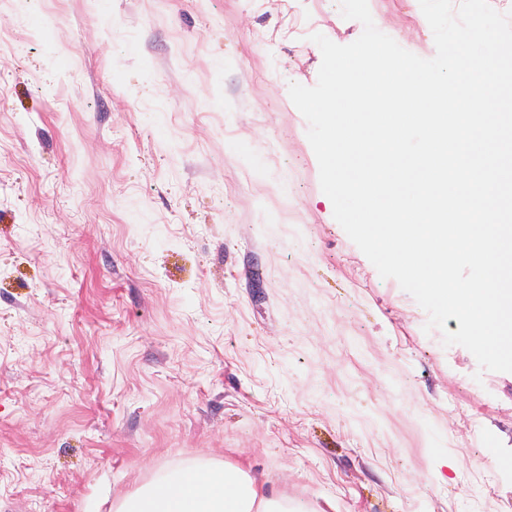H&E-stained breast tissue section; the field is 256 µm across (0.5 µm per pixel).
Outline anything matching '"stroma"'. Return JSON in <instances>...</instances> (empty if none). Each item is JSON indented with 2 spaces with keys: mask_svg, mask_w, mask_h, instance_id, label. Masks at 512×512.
Here are the masks:
<instances>
[{
  "mask_svg": "<svg viewBox=\"0 0 512 512\" xmlns=\"http://www.w3.org/2000/svg\"><path fill=\"white\" fill-rule=\"evenodd\" d=\"M436 53L419 0H368ZM339 0H0V512L237 466L289 512H512V373L333 217L290 83Z\"/></svg>",
  "mask_w": 512,
  "mask_h": 512,
  "instance_id": "35a3bbf8",
  "label": "stroma"
}]
</instances>
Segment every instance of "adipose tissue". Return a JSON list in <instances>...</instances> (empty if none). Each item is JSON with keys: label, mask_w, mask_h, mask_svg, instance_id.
<instances>
[{"label": "adipose tissue", "mask_w": 512, "mask_h": 512, "mask_svg": "<svg viewBox=\"0 0 512 512\" xmlns=\"http://www.w3.org/2000/svg\"><path fill=\"white\" fill-rule=\"evenodd\" d=\"M135 512H287L274 501L262 480L236 467L200 470L195 484L182 474L141 496Z\"/></svg>", "instance_id": "1"}]
</instances>
